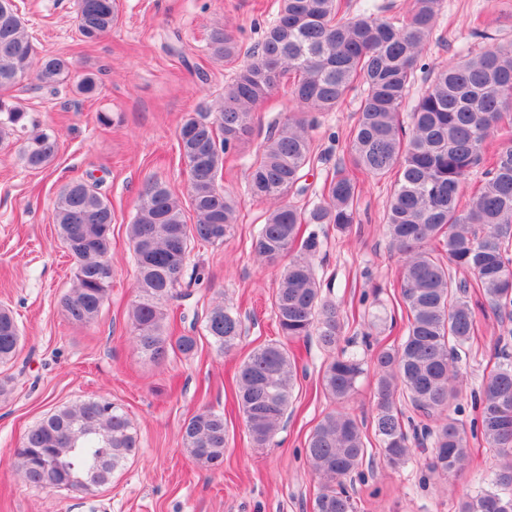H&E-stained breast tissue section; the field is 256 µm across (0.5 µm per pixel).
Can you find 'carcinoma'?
I'll return each mask as SVG.
<instances>
[{
  "mask_svg": "<svg viewBox=\"0 0 512 512\" xmlns=\"http://www.w3.org/2000/svg\"><path fill=\"white\" fill-rule=\"evenodd\" d=\"M407 4L401 13L381 17L371 5L350 14L351 0H281L258 48L224 84L223 101L183 119L177 140L196 222H185L179 199L163 184L151 182L140 192L127 227L137 267L132 344L154 363L197 349V336L170 331L167 303L181 285L189 245H222L234 235L240 202L220 185L224 154L250 135L252 112L285 79L300 111L268 136L247 175V194L269 204L251 241L256 259L273 264L291 256L273 294L284 341L254 349L235 375L234 397L253 444L269 447L288 418L298 369L287 342L315 336L332 352L343 334L341 310L322 295L315 270L321 233H346L356 223L363 184L356 173L390 177L385 224L401 261L403 333L390 345H378L368 360L356 348L332 356L321 388L333 401L344 400L372 367L374 435L383 461L394 469L428 444V471L456 474L469 458L468 434L480 436L501 463L490 483L462 499L459 512H512V362L499 364L474 394L471 419L448 413L460 394L459 362L478 316L490 312L512 320V41L433 69L407 127L402 112L424 52L439 41L442 0ZM116 17V0H76L74 21L85 43L112 32ZM208 49L226 64L242 51L236 35L224 28L211 31ZM73 69L68 56L37 57L16 0H0L1 91L24 81L33 89L66 84ZM357 89L349 163L336 164L316 201L294 204L290 197L306 192L302 180L312 160L317 115L340 110ZM12 138L23 140L22 158L31 169L55 158L56 138L34 113L0 95V144ZM484 163L489 168L482 183L466 194L470 174ZM53 219L75 260L61 308L70 323L87 326L108 300L112 282V205L97 183L73 180L60 191ZM204 330L226 355L244 334L241 313L216 299L205 313ZM22 340L12 312L0 307V364L16 357ZM405 405L414 415H406ZM181 440L195 461L221 469L224 412L197 410L183 421ZM138 450L122 405L89 398L55 409L31 427L13 466L30 486L91 495L110 484ZM304 453L318 481L312 512H355L347 481L364 477L370 455L362 423L341 411L327 413L309 433Z\"/></svg>",
  "mask_w": 512,
  "mask_h": 512,
  "instance_id": "obj_1",
  "label": "carcinoma"
}]
</instances>
